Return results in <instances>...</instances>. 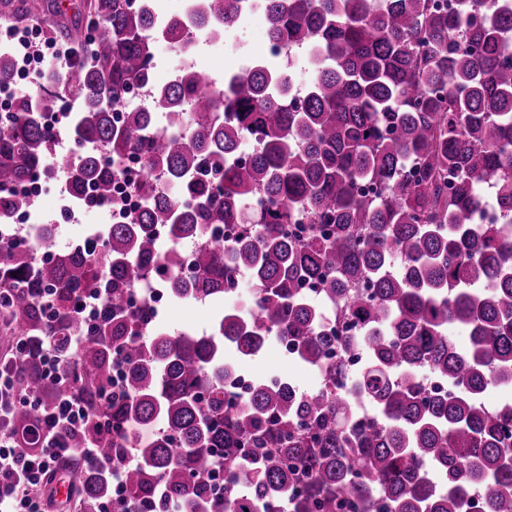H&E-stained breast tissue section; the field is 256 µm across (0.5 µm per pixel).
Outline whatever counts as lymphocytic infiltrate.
Instances as JSON below:
<instances>
[{"label":"lymphocytic infiltrate","mask_w":512,"mask_h":512,"mask_svg":"<svg viewBox=\"0 0 512 512\" xmlns=\"http://www.w3.org/2000/svg\"><path fill=\"white\" fill-rule=\"evenodd\" d=\"M97 290L77 294L65 311L49 309L48 316L56 325L65 327L64 336H17L0 351V512H45V486L50 475L63 464L79 459L96 461V444L75 446L89 420L84 398L65 394L31 403L28 398L30 375L50 379L53 383L71 384L75 373L71 358L85 343L92 329L82 320L81 306L100 303ZM25 352L29 374L19 373L12 364L16 352ZM35 405V424L28 431L36 450L27 455L16 454L19 433L11 424L16 407Z\"/></svg>","instance_id":"1"}]
</instances>
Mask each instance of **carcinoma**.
<instances>
[{
    "label": "carcinoma",
    "mask_w": 512,
    "mask_h": 512,
    "mask_svg": "<svg viewBox=\"0 0 512 512\" xmlns=\"http://www.w3.org/2000/svg\"><path fill=\"white\" fill-rule=\"evenodd\" d=\"M247 5L265 12L272 43L306 54L303 98L285 95L272 62L228 75L220 98L194 68L154 84L158 42L178 43L187 26L222 42ZM90 12L92 32L58 44L67 67L50 75L56 92L18 95L0 115V215L32 206L13 187L47 166L71 171L74 201L118 208L129 151L142 157L131 192L143 208L109 225L93 252L37 261L33 246L0 240V335H53L32 288L59 302L99 289L95 333L111 335L112 349L91 338L75 353L78 387L93 398L113 361L125 371L105 406L112 435L77 440H94L106 460L136 457L118 512L170 501L189 512H512V403L484 402L512 386V0H457L452 17L434 0H187L173 21L148 0H92ZM17 72L16 56L0 52V89ZM134 88L153 91L156 129L128 101ZM64 93L76 153L55 151L47 120ZM208 171L216 193L200 180ZM159 172L179 186L165 201ZM360 182L384 192L358 193ZM482 183L504 223H472ZM300 218L304 237L290 229ZM226 225L237 227L232 241H209ZM186 238L203 245L184 279ZM241 273L250 308L224 311L207 335L144 333L128 309L140 276L213 301L232 296ZM328 319L357 335H331ZM273 337L320 385L301 392L276 377L242 397L224 392L236 378L227 353L253 358ZM355 349L363 362L352 372ZM425 371L448 389L428 392ZM360 400L375 409L370 423ZM130 419L162 431L144 444L125 430ZM71 475L83 512L112 497L102 467Z\"/></svg>",
    "instance_id": "cac0c4a2"
}]
</instances>
